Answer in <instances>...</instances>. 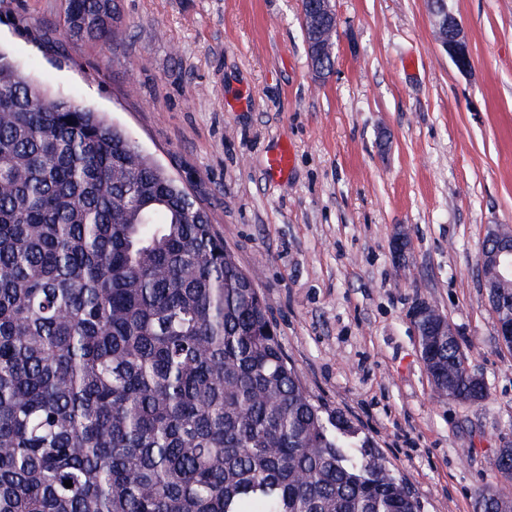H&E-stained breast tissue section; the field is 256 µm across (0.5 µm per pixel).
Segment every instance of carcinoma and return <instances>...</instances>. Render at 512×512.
Wrapping results in <instances>:
<instances>
[{
	"label": "carcinoma",
	"instance_id": "carcinoma-1",
	"mask_svg": "<svg viewBox=\"0 0 512 512\" xmlns=\"http://www.w3.org/2000/svg\"><path fill=\"white\" fill-rule=\"evenodd\" d=\"M63 21L108 41L116 5L65 0ZM245 284L183 186L0 53V512H422ZM419 346L441 397L485 399L457 337Z\"/></svg>",
	"mask_w": 512,
	"mask_h": 512
}]
</instances>
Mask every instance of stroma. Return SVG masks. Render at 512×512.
<instances>
[{"label":"stroma","mask_w":512,"mask_h":512,"mask_svg":"<svg viewBox=\"0 0 512 512\" xmlns=\"http://www.w3.org/2000/svg\"><path fill=\"white\" fill-rule=\"evenodd\" d=\"M471 53L438 45L429 0H332L333 74L316 82L300 0H117L107 42L63 32L64 0H0V51L122 128L197 198L252 277L314 399L341 410L423 512H475L512 441V350L477 268L512 227V0H447ZM36 24L47 39L25 35ZM290 148L285 176L269 156ZM410 247L398 269L391 236ZM437 305L478 404L440 397L409 310Z\"/></svg>","instance_id":"stroma-1"}]
</instances>
